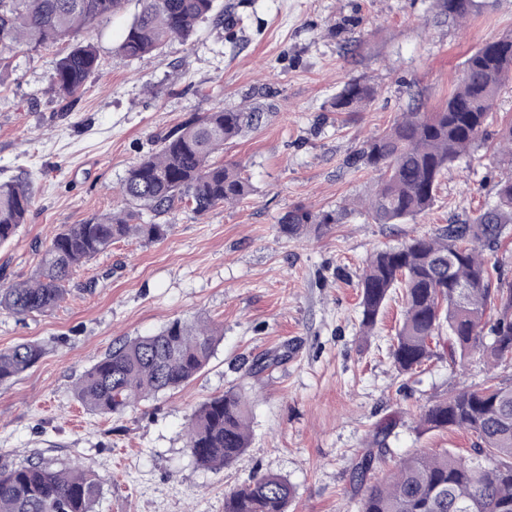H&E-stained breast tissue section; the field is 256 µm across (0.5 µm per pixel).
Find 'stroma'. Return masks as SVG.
<instances>
[{"label":"stroma","instance_id":"obj_1","mask_svg":"<svg viewBox=\"0 0 512 512\" xmlns=\"http://www.w3.org/2000/svg\"><path fill=\"white\" fill-rule=\"evenodd\" d=\"M230 19L206 21L183 43L127 61L115 48L137 9L79 40L100 56L72 111L51 84L59 44L22 51L0 70V181L24 175L34 200L17 236L0 246V283L24 281L38 252L70 224L121 208L126 170L171 133L217 103L261 104L257 129L225 144L254 193L195 216L182 206L158 216L170 225L157 242L129 238L81 266L52 311L19 318L0 312V350L37 340L44 357L0 386V466L40 460L88 466L101 483L95 512H224L229 490L267 473L295 489L288 512H356L355 464L375 428L389 424L387 451L370 481H382L422 449L467 454L463 430L418 433L414 414L449 392L512 380V359L482 352L459 362L447 347L412 373L391 348L400 298L385 307L372 336L360 332L357 284L369 257L446 224L470 219L512 172L497 150L512 123V84L502 92L478 149L441 176L433 207L403 224H377L358 199L376 187L372 169L352 159L409 107L431 112L447 100L466 55L512 32V0H478L467 24L434 0H217ZM377 96L364 111H331L348 81ZM334 211L318 236L280 231L294 206ZM198 317L224 337L200 375L112 417L76 400L79 376L121 337L158 332ZM272 357L251 376L244 359ZM252 401V439L228 468L198 466L186 446L189 418L205 398L229 388Z\"/></svg>","mask_w":512,"mask_h":512}]
</instances>
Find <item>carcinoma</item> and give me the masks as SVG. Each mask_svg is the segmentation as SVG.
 Instances as JSON below:
<instances>
[{"mask_svg": "<svg viewBox=\"0 0 512 512\" xmlns=\"http://www.w3.org/2000/svg\"><path fill=\"white\" fill-rule=\"evenodd\" d=\"M126 0H0V65L20 47L37 51L69 41L121 12ZM139 11L125 28L119 53L134 60L165 45L184 42L198 22L213 18L215 0H137ZM457 20H467L478 0H436ZM100 58L89 43H74L51 81L64 100L76 101ZM512 82V34L486 41L463 62L445 104L434 112L413 106L389 129L363 142L359 159L379 173L375 191L363 205L377 224H399L429 211L439 177L479 147L502 88ZM375 87L352 80L336 93L334 112H361ZM263 109L216 104L159 139V148L132 165L119 184L124 207L85 224H69L44 247L36 275L0 286V309L17 316L45 313L67 293L73 270L108 250L137 238L164 239L171 228L153 217L184 204L198 216L240 202L253 192L237 164L214 154L254 125ZM33 202L26 179L0 183V244L13 239ZM337 223L336 212L314 213L304 206L288 212L280 225L290 238L320 233ZM512 225V175L496 184L495 201L462 224L373 254L358 283L362 327L371 332L388 300L400 295L403 318L391 355L410 373L432 356L431 343L448 330L450 354L465 359L481 350L493 361L512 355V343L485 342V333L512 336V282L493 279L481 248L496 245ZM223 333L204 320L170 321L159 332L113 343L75 386L77 400L100 415L121 414L160 393L194 380L209 363ZM45 355L37 342L0 350V385H6ZM252 402L238 390L207 398L187 429V447L208 469L230 466L248 448ZM464 429L475 441L470 456L451 451L407 457L392 479L368 486L358 512H512V381L492 376L475 388L454 390L418 416L416 429ZM384 431L369 441L353 479L361 484L383 454ZM102 493L89 468L56 469L40 461L0 467V512H95ZM294 489L287 478L264 474L224 495V512H288Z\"/></svg>", "mask_w": 512, "mask_h": 512, "instance_id": "obj_1", "label": "carcinoma"}]
</instances>
